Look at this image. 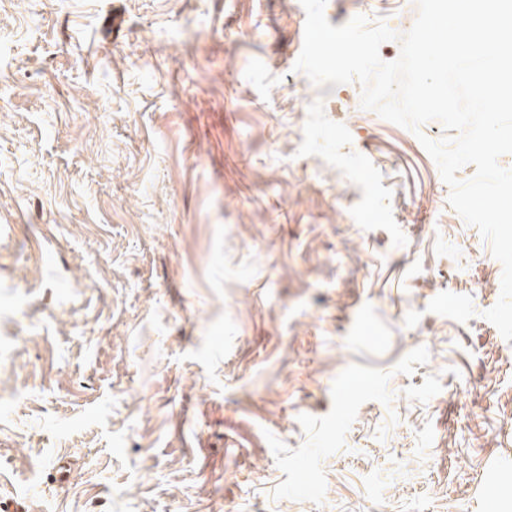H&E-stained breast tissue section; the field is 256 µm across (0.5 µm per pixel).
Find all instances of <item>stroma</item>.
<instances>
[{
	"instance_id": "35a3bbf8",
	"label": "stroma",
	"mask_w": 512,
	"mask_h": 512,
	"mask_svg": "<svg viewBox=\"0 0 512 512\" xmlns=\"http://www.w3.org/2000/svg\"><path fill=\"white\" fill-rule=\"evenodd\" d=\"M305 19L0 0V497L512 512L502 265L411 131L296 71Z\"/></svg>"
}]
</instances>
